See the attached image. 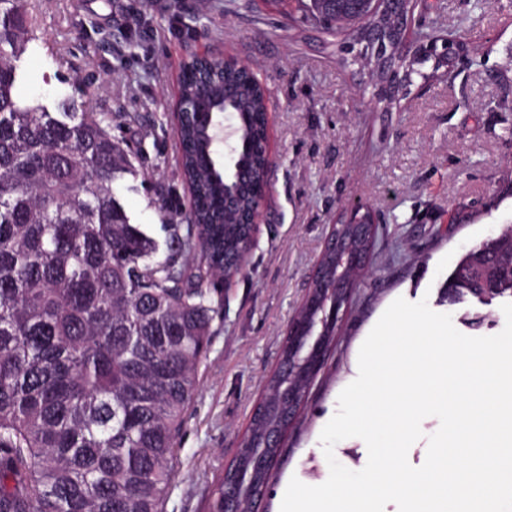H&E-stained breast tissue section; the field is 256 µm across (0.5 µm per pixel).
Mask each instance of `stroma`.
<instances>
[{
	"instance_id": "obj_1",
	"label": "stroma",
	"mask_w": 512,
	"mask_h": 512,
	"mask_svg": "<svg viewBox=\"0 0 512 512\" xmlns=\"http://www.w3.org/2000/svg\"><path fill=\"white\" fill-rule=\"evenodd\" d=\"M475 2L433 0L445 31L468 17L470 51L453 79L430 78L386 110L366 70L345 63L341 42L292 24L270 0H31L27 89L45 103L70 94L78 108L111 114L113 134L139 146L137 175L119 197L158 241L166 221H188L174 120L183 59L236 58L271 96L255 244L221 290L166 512H209V490L242 446L344 209L375 210L377 239L258 512H276L291 478L327 480L320 433L358 346L395 299L427 300L467 336L503 330L500 306L454 304L441 290L464 253L512 225V0L481 10Z\"/></svg>"
}]
</instances>
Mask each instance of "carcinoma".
<instances>
[{
	"label": "carcinoma",
	"mask_w": 512,
	"mask_h": 512,
	"mask_svg": "<svg viewBox=\"0 0 512 512\" xmlns=\"http://www.w3.org/2000/svg\"><path fill=\"white\" fill-rule=\"evenodd\" d=\"M296 23L343 35L389 104L427 74L453 75L456 55L406 48L407 0H295ZM27 0H0V512H166L176 445L199 386L218 284L239 274L249 226L266 192V94L251 68L220 60L182 66L187 111L179 163L193 189L189 223L160 244L131 218L117 184L136 175L126 141L100 112H72L24 95ZM198 112L235 119L227 162ZM337 233L371 249L352 225ZM336 287L324 250L301 309L322 331ZM453 303L512 298V225L468 251L443 284ZM309 349L283 343L280 365L234 468L210 492V512H248L271 484L268 463L289 405L309 386Z\"/></svg>",
	"instance_id": "carcinoma-1"
}]
</instances>
